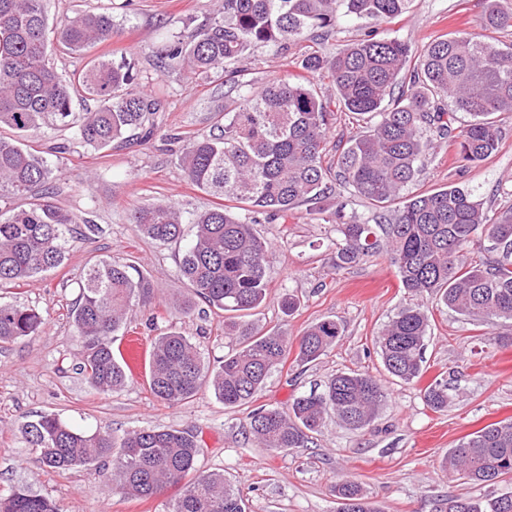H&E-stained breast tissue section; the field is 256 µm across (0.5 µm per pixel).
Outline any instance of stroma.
Instances as JSON below:
<instances>
[{
    "label": "stroma",
    "instance_id": "stroma-1",
    "mask_svg": "<svg viewBox=\"0 0 512 512\" xmlns=\"http://www.w3.org/2000/svg\"><path fill=\"white\" fill-rule=\"evenodd\" d=\"M214 3L46 0L51 26L78 11H108L118 29L117 36L91 53L55 52L59 73L70 76L95 55L133 59L138 83L159 90L164 109L154 116L153 134L104 150L81 144L69 131L44 129L30 137L53 170L48 185L53 202L94 229L70 241L59 269L0 288L1 302L33 308L43 319L38 335L0 346V488L29 485L63 512H167L179 495V488L171 487L158 497L136 500L120 492L109 471L43 466L22 427L39 414L51 413L73 427L108 430L118 438L153 427L187 431L200 446L199 472L223 474L243 492L249 512H336L335 488L345 479L357 483L381 512H438L445 499L486 495V487L449 479L443 462L466 435L512 420V343L504 339L512 326L472 321L428 301V370L422 381L396 382L384 370L374 338L399 307L412 302V295L400 288L396 269L384 253L335 270L329 258L336 227L305 205L285 217L261 216L256 226L271 244L272 256L268 295L252 321L261 332L279 328L292 339L323 319L338 320L344 332L315 363L302 365L296 352H289L258 401L284 409L296 396L322 390L332 375L358 370L381 379L388 391L372 426L352 431L331 418L316 444L277 455L258 447L251 436L247 407H224L211 391L168 405L153 396L144 370L133 372L127 386L112 393L98 392L78 371L83 347L72 320L78 282L85 267L102 259L131 264L132 274L150 281V293L133 301L127 319L130 332L144 343L170 331L182 333L210 366L235 346L224 333L222 311L199 302L191 314H183L189 294L179 273L182 244L155 242L128 219L131 210L152 203L188 211H203L214 203L185 177L179 155L186 141L216 132V109L227 87L160 68L155 58L168 39L205 22ZM486 7V0H412L408 12L374 29L342 19L339 33L322 51L335 54L370 30L419 50L439 36L476 30ZM300 60L296 48L284 53L274 46L259 47L241 64L237 80L257 87L288 74L299 76ZM495 121L502 137L493 154L465 166L458 160L454 138L438 140L408 194L461 183L484 198L492 213L512 209V113L498 114ZM288 293L300 300L289 316L281 310ZM441 373L457 393L447 410L435 412L425 405L421 391Z\"/></svg>",
    "mask_w": 512,
    "mask_h": 512
}]
</instances>
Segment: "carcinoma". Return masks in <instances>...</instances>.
<instances>
[{"instance_id": "obj_1", "label": "carcinoma", "mask_w": 512, "mask_h": 512, "mask_svg": "<svg viewBox=\"0 0 512 512\" xmlns=\"http://www.w3.org/2000/svg\"><path fill=\"white\" fill-rule=\"evenodd\" d=\"M410 0H222L219 15L168 41L157 55L163 69L187 70L221 79L259 45L282 49L312 37L326 40L340 20L381 23L402 14ZM512 30V0H487L478 31L442 35L408 68L412 50L395 38L369 32L343 51L324 56L305 51L306 81L283 77L246 90L229 89L220 133L189 141L180 155L187 179L213 196L233 202L190 213L173 205L140 207L130 223L161 244L180 238L193 224L194 238L182 253L179 270L198 299L230 314L224 333L238 348L215 368L205 365L191 340L170 332L158 337L146 371L153 395L170 405L210 389L224 406L257 401L270 372L288 355V337L261 333L248 321L267 296L268 242L253 225L263 213L286 214L351 189L375 208L370 222L349 220L338 205L324 219L336 225L331 260L340 271L387 253L400 287L434 299L474 321L512 320V210L489 214L474 190L450 185L413 196L405 189L420 175L421 158L435 140L454 135L462 161L476 163L497 149L500 128L491 115L512 113V47L490 38ZM117 34L112 15L78 13L49 29L44 0H0V202L30 200L24 209H0V286H18L64 264L68 235L80 218L55 205L41 190L52 170L24 136L52 126L73 130L81 143L103 148L143 129L160 98L141 90L134 66L106 56L93 58L68 78L51 65L52 48L84 52ZM328 78L337 99L324 97L317 80ZM97 101L94 110L74 112L77 98ZM452 98L447 112L438 101ZM367 119L370 126L338 141L335 168L323 166L335 111ZM472 117L455 131V114ZM244 214H239V211ZM487 241L476 261L467 247L475 236ZM149 284L134 280L129 266L112 260L89 265L80 284L73 323L83 339L82 372L98 391L112 392L129 381L130 371L112 351L125 329L127 309ZM428 311L421 303L401 307L375 344L385 370L412 383L427 371ZM40 314L29 307L0 303V344L37 334ZM341 324L324 319L298 340L305 364L325 355L342 336ZM451 388L443 375L421 390L434 411L448 408ZM388 394L380 380L363 372H338L320 392L295 397L288 409L257 407L249 431L262 448L288 452L308 448L330 416L350 430L374 422ZM27 442L51 469L112 463L121 490L137 499L183 485L169 512H249L243 494L221 473L197 474L199 445L185 431L140 429L116 439L108 432L76 429L54 414L23 425ZM448 477L488 488L512 478V420L489 424L465 436L445 460ZM337 512H379L358 485H336ZM0 512H60L48 497L26 485L0 493ZM442 512H512V496L494 492L484 500L448 498Z\"/></svg>"}]
</instances>
